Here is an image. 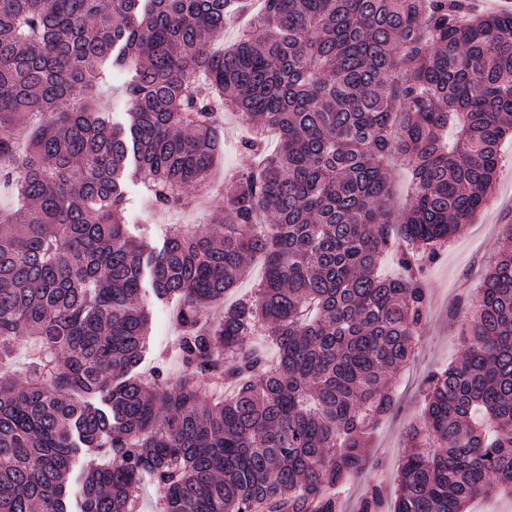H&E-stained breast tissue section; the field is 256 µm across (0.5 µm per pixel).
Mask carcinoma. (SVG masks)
<instances>
[{
	"label": "carcinoma",
	"mask_w": 512,
	"mask_h": 512,
	"mask_svg": "<svg viewBox=\"0 0 512 512\" xmlns=\"http://www.w3.org/2000/svg\"><path fill=\"white\" fill-rule=\"evenodd\" d=\"M0 0V362L29 338L27 384L0 367V512H341L414 353L434 261L486 203L512 136V12L473 0ZM119 72L133 105L95 107ZM242 115L229 219L162 248L125 221L129 170L159 208ZM414 185L392 220L387 160ZM392 252L399 278L378 276ZM260 287L224 307L257 257ZM176 306L180 375L141 368L144 278ZM461 360L431 373L393 512H471L512 494V238L462 315ZM79 508L68 476L78 453ZM369 488L359 512H376Z\"/></svg>",
	"instance_id": "obj_1"
}]
</instances>
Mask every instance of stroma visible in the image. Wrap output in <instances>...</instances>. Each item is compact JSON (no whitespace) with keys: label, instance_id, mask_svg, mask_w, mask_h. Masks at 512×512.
Segmentation results:
<instances>
[{"label":"stroma","instance_id":"35a3bbf8","mask_svg":"<svg viewBox=\"0 0 512 512\" xmlns=\"http://www.w3.org/2000/svg\"><path fill=\"white\" fill-rule=\"evenodd\" d=\"M125 185L130 199L128 222L139 227L157 246L162 243L157 236L161 226L176 223L191 230L201 229L209 226L224 207L222 198L217 196L200 209L165 213L140 196L135 178H127ZM508 222H512V138L500 148L492 193L484 208L457 235L448 251L426 266L424 277L429 294L422 344L410 372L396 379L399 406L374 434L370 453L375 464L345 492L343 512H358V502L371 485L382 486L385 501L393 500L397 484L392 477L407 451L406 429L421 414L424 382L431 372L457 361L464 352L458 340L460 324L452 313L460 309L465 298L480 290L488 262L503 238L502 226ZM143 300L151 316L153 354L167 348L176 334L175 308L157 301L149 292ZM152 354L144 360V368L154 366Z\"/></svg>","mask_w":512,"mask_h":512}]
</instances>
